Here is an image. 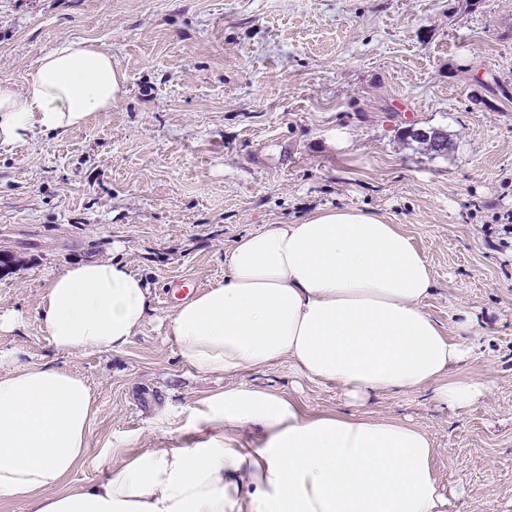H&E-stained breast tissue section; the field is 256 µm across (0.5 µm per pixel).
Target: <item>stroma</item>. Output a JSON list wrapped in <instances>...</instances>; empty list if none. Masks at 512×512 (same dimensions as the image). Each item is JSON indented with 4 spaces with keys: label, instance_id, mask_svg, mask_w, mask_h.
Masks as SVG:
<instances>
[{
    "label": "stroma",
    "instance_id": "stroma-1",
    "mask_svg": "<svg viewBox=\"0 0 512 512\" xmlns=\"http://www.w3.org/2000/svg\"><path fill=\"white\" fill-rule=\"evenodd\" d=\"M75 39L124 73L111 111L0 145V309L22 315L0 350L68 368L95 401L69 484L190 444L188 410L230 384L353 412L336 385L285 361L199 373L168 331L170 283L209 287L240 236L350 208L411 238L433 274L423 310L449 334L458 310L473 322L453 375L492 382L468 410L421 388L371 397L365 412L429 434L448 512H512V0H0V80L23 86ZM412 129L447 133V155ZM116 248L150 286L149 319L113 352L55 349L48 279Z\"/></svg>",
    "mask_w": 512,
    "mask_h": 512
}]
</instances>
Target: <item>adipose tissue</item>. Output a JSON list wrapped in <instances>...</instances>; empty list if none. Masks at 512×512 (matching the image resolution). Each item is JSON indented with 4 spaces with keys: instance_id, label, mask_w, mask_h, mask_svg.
Wrapping results in <instances>:
<instances>
[{
    "instance_id": "ef3b65f1",
    "label": "adipose tissue",
    "mask_w": 512,
    "mask_h": 512,
    "mask_svg": "<svg viewBox=\"0 0 512 512\" xmlns=\"http://www.w3.org/2000/svg\"><path fill=\"white\" fill-rule=\"evenodd\" d=\"M125 77L88 40L43 55L24 90L0 81V144L61 135L110 111ZM224 277L176 305L169 333L203 373L280 360L336 383L352 405L369 394L432 387L450 409L478 405L488 380L450 377L467 354L422 308L433 278L397 225L357 209L239 237ZM152 309L145 279L119 255L53 276L41 321L70 354L128 345ZM95 412L85 379L0 353V500L28 512H446L421 428L357 413L304 412L269 387L239 384L192 407L190 447L143 448L106 480L71 486Z\"/></svg>"
}]
</instances>
